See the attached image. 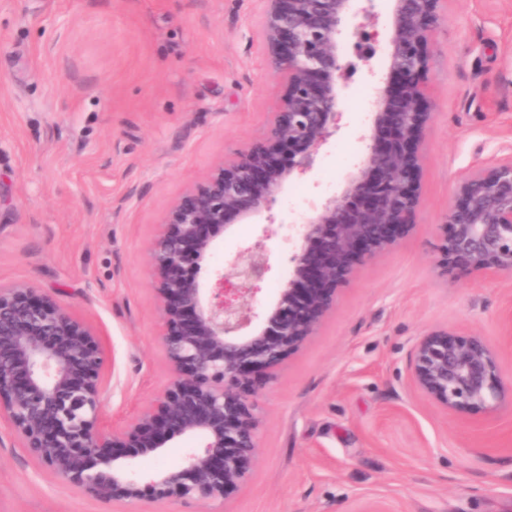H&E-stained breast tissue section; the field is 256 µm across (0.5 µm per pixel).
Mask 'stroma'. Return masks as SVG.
Returning <instances> with one entry per match:
<instances>
[{"label": "stroma", "instance_id": "35a3bbf8", "mask_svg": "<svg viewBox=\"0 0 512 512\" xmlns=\"http://www.w3.org/2000/svg\"><path fill=\"white\" fill-rule=\"evenodd\" d=\"M261 0H0V282L50 292L98 332L108 429L170 380L148 246L171 205L259 136L282 93ZM341 130L277 195L259 303L288 277L287 238L362 152L383 50L359 57ZM418 222L343 283L259 400L256 463L224 502L114 501L65 484L0 426V512H512V396L449 411L414 384L418 340L479 336L512 385V273L444 279L438 226L459 180L512 156V0H448L431 47ZM260 234L233 224L208 267Z\"/></svg>", "mask_w": 512, "mask_h": 512}]
</instances>
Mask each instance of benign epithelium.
Wrapping results in <instances>:
<instances>
[{
	"label": "benign epithelium",
	"mask_w": 512,
	"mask_h": 512,
	"mask_svg": "<svg viewBox=\"0 0 512 512\" xmlns=\"http://www.w3.org/2000/svg\"><path fill=\"white\" fill-rule=\"evenodd\" d=\"M271 72L285 87L261 135L218 163L178 198L150 242L171 379L135 422L109 431L101 420L105 357L94 328L51 294L0 283V424L56 478L93 495L137 501L217 503L256 462L258 399L275 369L313 334L338 287L417 222L421 144L431 118L429 47L445 0H394L389 75L378 90L359 161L340 191L301 224L288 280L274 303L254 302L272 271L265 240L275 232L276 195L311 171L339 129L344 80L354 67L343 37L376 41L364 24L375 0H263ZM265 216L255 243L238 251L231 276L202 263L233 220ZM435 267L440 275L512 272V157L475 167L458 182ZM415 385L445 409L493 411L506 386L479 337L446 330L423 336ZM178 437L201 439L179 469L141 475Z\"/></svg>",
	"instance_id": "1"
}]
</instances>
